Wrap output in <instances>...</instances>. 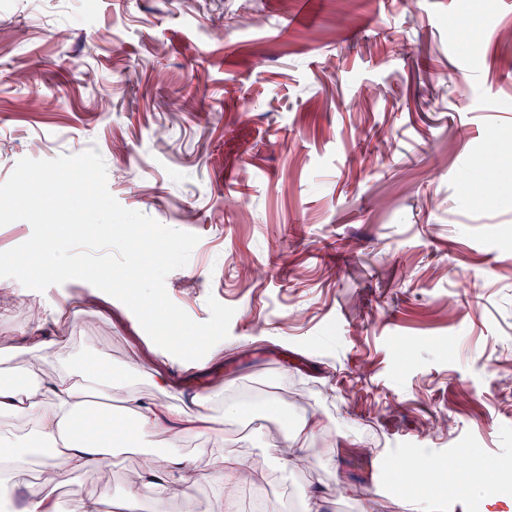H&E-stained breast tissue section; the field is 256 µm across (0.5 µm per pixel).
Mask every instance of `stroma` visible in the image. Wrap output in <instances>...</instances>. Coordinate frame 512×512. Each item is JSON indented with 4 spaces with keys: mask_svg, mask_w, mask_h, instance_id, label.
Returning a JSON list of instances; mask_svg holds the SVG:
<instances>
[{
    "mask_svg": "<svg viewBox=\"0 0 512 512\" xmlns=\"http://www.w3.org/2000/svg\"><path fill=\"white\" fill-rule=\"evenodd\" d=\"M413 2L0 0V183L92 148L122 206L198 235L167 293L198 322L211 297L235 314L223 365H166L170 398L256 394L226 435L259 459L299 414L277 397L306 390L330 429L313 468L267 478L288 512L308 486L392 512L421 452L469 459L438 476L440 512H489L493 466L512 493V0H474L478 42L463 0ZM4 284L0 336L62 306L82 355L144 352L85 281Z\"/></svg>",
    "mask_w": 512,
    "mask_h": 512,
    "instance_id": "obj_1",
    "label": "stroma"
}]
</instances>
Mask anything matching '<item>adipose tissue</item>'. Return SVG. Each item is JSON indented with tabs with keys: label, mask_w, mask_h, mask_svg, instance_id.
<instances>
[{
	"label": "adipose tissue",
	"mask_w": 512,
	"mask_h": 512,
	"mask_svg": "<svg viewBox=\"0 0 512 512\" xmlns=\"http://www.w3.org/2000/svg\"><path fill=\"white\" fill-rule=\"evenodd\" d=\"M64 310L29 311V328L21 336H0V417L13 420L16 435L0 437V499L11 500L19 475L36 466L35 482L26 484L19 512H59L56 493L72 474L91 476V493L71 501L70 512H119L123 503L112 494L106 477L113 452L134 448L149 436H162L164 451L143 453L128 469L131 492L145 499L148 512H170L175 498L189 496L198 486L211 488L221 512H235L247 487L267 473L292 474L308 469L313 437L325 434L328 421L317 411L301 410L294 431L263 460L230 448L224 424L240 416L238 401L214 388L173 403L166 400L171 382L156 369L159 360L186 355L187 369L198 371L222 361L224 344L202 331L177 339L147 336L148 350L140 363L113 367L97 358L73 366L63 340L43 336L46 320L60 322ZM147 374L150 391L136 382ZM125 414L117 416L114 407ZM81 431H72L74 421ZM190 440L212 448L208 458L181 453Z\"/></svg>",
	"instance_id": "1"
}]
</instances>
